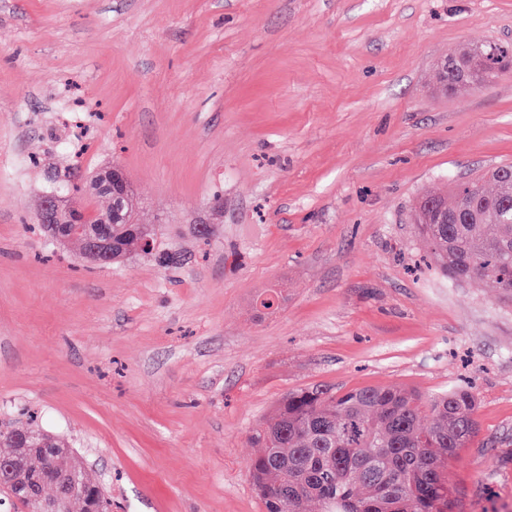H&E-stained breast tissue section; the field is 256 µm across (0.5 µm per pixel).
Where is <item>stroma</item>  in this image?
<instances>
[{
	"label": "stroma",
	"instance_id": "1",
	"mask_svg": "<svg viewBox=\"0 0 512 512\" xmlns=\"http://www.w3.org/2000/svg\"><path fill=\"white\" fill-rule=\"evenodd\" d=\"M480 41L512 44V0H0V420L67 439L112 512H266L250 435L289 392L468 379L450 480L512 512V299L445 276L414 221L512 164V73L437 90ZM70 163L121 166L179 268L50 244Z\"/></svg>",
	"mask_w": 512,
	"mask_h": 512
}]
</instances>
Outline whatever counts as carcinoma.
<instances>
[{
	"label": "carcinoma",
	"instance_id": "1",
	"mask_svg": "<svg viewBox=\"0 0 512 512\" xmlns=\"http://www.w3.org/2000/svg\"><path fill=\"white\" fill-rule=\"evenodd\" d=\"M509 50L497 43L461 48L458 82L451 94L473 92L502 77L512 64L499 63ZM495 184L490 192L486 183ZM448 210L471 214L461 224H430L417 212L418 231L430 254L447 273L488 282L512 296V180L494 170L450 189ZM134 202L125 206L112 234V261L133 251L155 254L168 266L178 257L161 248L153 224H133ZM478 397L466 388H451L430 399L402 387H362L338 392L312 385L288 393L265 423L252 433L261 452L249 473L267 512H306L312 501L322 512H459L448 478L449 464L468 446L478 426ZM34 448L23 459V479L0 492L31 508L40 500L53 512L95 508L108 512L102 488L84 463L73 458L64 438L33 426ZM0 455L10 461L19 453L18 435L0 429Z\"/></svg>",
	"mask_w": 512,
	"mask_h": 512
}]
</instances>
